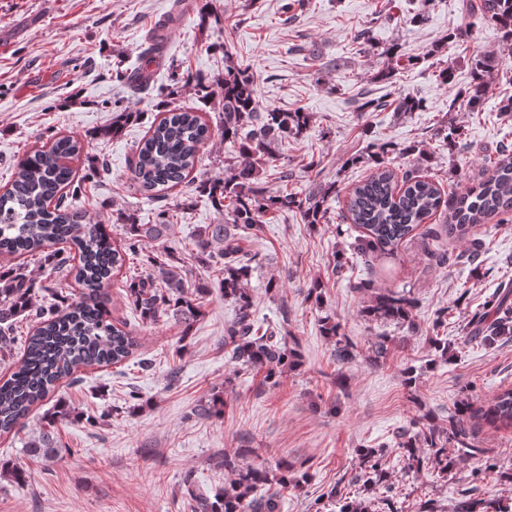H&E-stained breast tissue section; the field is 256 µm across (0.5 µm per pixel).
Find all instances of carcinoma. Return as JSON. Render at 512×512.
<instances>
[{"instance_id": "1", "label": "carcinoma", "mask_w": 512, "mask_h": 512, "mask_svg": "<svg viewBox=\"0 0 512 512\" xmlns=\"http://www.w3.org/2000/svg\"><path fill=\"white\" fill-rule=\"evenodd\" d=\"M459 10L468 19L469 28L483 24L495 26L501 34L503 50L512 55V0H459ZM164 36L155 32L142 50L137 65L115 72L117 81L136 90L150 83L155 68L164 62ZM389 64L377 70L372 82L389 84L400 66L402 55L395 44L383 51ZM502 58L476 53L470 58V82L448 105L452 112L464 105L480 111L491 79L500 69ZM174 85H191L199 99L215 101L224 115L220 137L234 147V161L225 177H197L200 146L212 131L192 108L159 106L146 134L136 143L130 166L131 180L140 192L161 199L166 192L181 186L186 189L181 202L161 205L158 223L139 224L134 215L116 218L114 224H101L73 200L84 195L87 180L107 169L99 160L94 169L78 175L73 162L80 159L84 141L76 135L56 133L39 148L25 152L13 165L10 179L0 187V257L13 263L0 265V351L18 324L31 320L33 331L27 337L21 357L5 379H0V435L17 433L33 408L50 399L58 383L80 368L107 367L130 359L138 348L132 333L112 321L109 288L112 279L129 263H142L161 272L162 281L150 274L130 275L122 279L123 296L139 320L151 325L160 319L183 327L188 336L193 323L203 314L196 295L185 287L180 257L168 250L142 253L144 242L165 239L176 210L187 205L197 193L209 200L213 209L224 215L222 224H206L199 229L190 257L203 268L221 266L219 296L234 304L236 316L224 325V355L245 371L262 376V383H274L299 361L296 349L288 346L281 325L263 323L254 317L253 298L246 283L252 272L250 242L254 232L276 214L292 211L306 224L329 222L328 198L339 195L336 182H319L305 192L288 188V171L278 172V185L266 186L267 172L276 167L278 146L290 137H298L311 124L310 113L295 109L281 111L262 104L254 74L247 67L227 65L224 78L211 83L189 69L174 76ZM359 114L378 112L389 107L406 114L418 112L422 100L400 95L383 102L368 92L353 99ZM141 113L127 108L115 111L112 124L101 132L118 138L126 125L140 120ZM403 159L396 166V159ZM429 161L430 154L417 144L398 147L391 141L370 142L351 163L365 168L366 175L345 193L341 217L350 221L360 235L353 250L364 256L377 251L392 252L421 225L439 215L445 223L429 228L437 240H465L469 246L460 254L437 248L429 252L439 266L477 261L484 241L470 235L478 224L494 218L508 220L512 215V150L502 145L495 156L483 160L482 177L461 191L442 190L439 182L421 174L415 160ZM126 239L114 244L112 233ZM37 257L44 267L61 278L72 279L75 291L59 295L48 305H38L36 294L49 290L37 281L25 258ZM414 300L405 292L387 289L376 293L361 313L371 320L392 322L412 335L419 330L414 315ZM448 321V309L435 312L431 349L439 359H448V337L438 328ZM322 333L333 343L336 362L344 364L355 357L356 346L340 323L327 317ZM467 337L493 348L512 343V290L495 295L484 311L471 318ZM194 414L201 419L224 415V397L213 394L200 402ZM478 417L490 426H512V389L495 395L487 407L474 414L471 404L460 400L448 412V426L442 427L419 417L399 434L398 447L404 449L408 468L432 469L446 477L456 460L474 459L481 463L472 472V481L461 493L455 512H512V498L481 497L477 482L494 467L488 449L473 442L468 420ZM75 418L62 400L43 414L41 424L31 435L24 453L31 459L54 461L61 452L58 427ZM454 444L457 458L448 456V444ZM387 449L360 450L359 470L351 483L363 495L351 498L334 488L328 498L339 505L338 512H379L377 497L388 492L387 474L382 460ZM224 470L232 474L224 491L214 495L198 488L186 475L191 512H281L284 493L299 491L314 478L307 470L282 462L272 470L265 463L242 464L224 457Z\"/></svg>"}]
</instances>
